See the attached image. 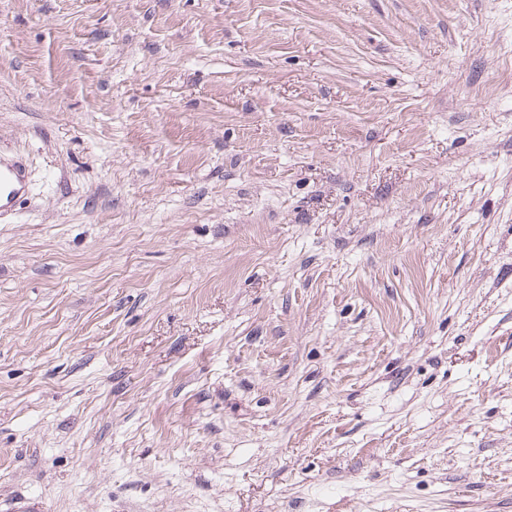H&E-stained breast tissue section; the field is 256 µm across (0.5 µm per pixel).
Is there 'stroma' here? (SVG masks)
<instances>
[{"label":"stroma","instance_id":"stroma-1","mask_svg":"<svg viewBox=\"0 0 512 512\" xmlns=\"http://www.w3.org/2000/svg\"><path fill=\"white\" fill-rule=\"evenodd\" d=\"M0 512H512V0H0ZM29 190L25 165L0 154V221L12 215Z\"/></svg>","mask_w":512,"mask_h":512}]
</instances>
